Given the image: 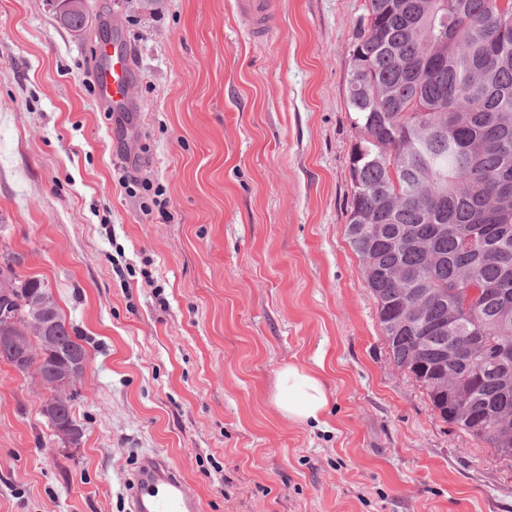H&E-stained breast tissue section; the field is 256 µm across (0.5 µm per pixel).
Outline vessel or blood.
<instances>
[{"label": "vessel or blood", "mask_w": 512, "mask_h": 512, "mask_svg": "<svg viewBox=\"0 0 512 512\" xmlns=\"http://www.w3.org/2000/svg\"><path fill=\"white\" fill-rule=\"evenodd\" d=\"M241 14L254 35L262 37L270 30L267 0H238ZM100 62L94 69L99 100L120 109L128 102V85L134 66L132 48L120 40L101 47ZM128 512H200V502L192 494L177 469L161 455L144 456L133 474Z\"/></svg>", "instance_id": "1"}]
</instances>
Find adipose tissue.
I'll list each match as a JSON object with an SVG mask.
<instances>
[{
	"label": "adipose tissue",
	"mask_w": 512,
	"mask_h": 512,
	"mask_svg": "<svg viewBox=\"0 0 512 512\" xmlns=\"http://www.w3.org/2000/svg\"><path fill=\"white\" fill-rule=\"evenodd\" d=\"M277 404L288 419L317 423L329 404V397L318 375L291 364L277 375Z\"/></svg>",
	"instance_id": "1"
}]
</instances>
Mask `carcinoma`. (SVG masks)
<instances>
[{"instance_id":"carcinoma-1","label":"carcinoma","mask_w":512,"mask_h":512,"mask_svg":"<svg viewBox=\"0 0 512 512\" xmlns=\"http://www.w3.org/2000/svg\"><path fill=\"white\" fill-rule=\"evenodd\" d=\"M87 0L63 25L79 30ZM355 33L348 111L347 227L376 305L390 360L425 391L441 420L512 461V0H366ZM0 257V302L26 357L0 362L44 385L87 359L55 308L58 341L46 345L31 312L53 299L39 278ZM78 392L42 412L53 431L83 429Z\"/></svg>"}]
</instances>
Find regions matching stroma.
<instances>
[{
    "instance_id": "1",
    "label": "stroma",
    "mask_w": 512,
    "mask_h": 512,
    "mask_svg": "<svg viewBox=\"0 0 512 512\" xmlns=\"http://www.w3.org/2000/svg\"><path fill=\"white\" fill-rule=\"evenodd\" d=\"M0 0V255L48 285L88 359L68 450L35 376L0 363V512H125L162 453L201 512H512V463L451 433L390 361L347 236L350 54L366 0ZM134 50L127 110L91 78ZM171 213L144 215L125 175ZM318 374L321 424L277 374ZM71 1L76 0H55L54 2L57 4L59 17L65 18L67 16L62 24L71 29L80 30L87 17L88 4L86 0L79 1V7L72 10L75 3ZM240 13L250 21L253 34L263 37L270 30V15L266 0H239ZM277 404L288 419L318 424L329 404V397L318 375L289 364L277 375Z\"/></svg>"
}]
</instances>
